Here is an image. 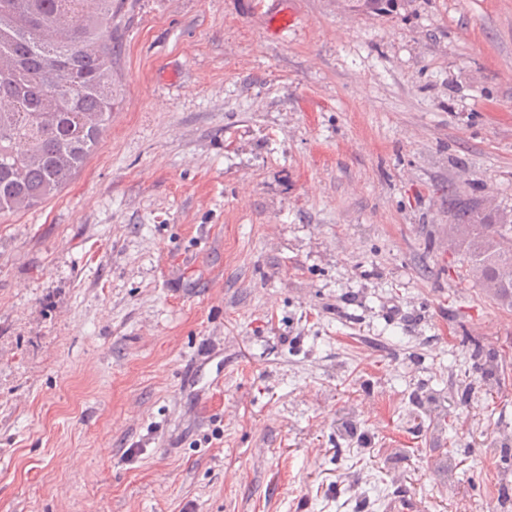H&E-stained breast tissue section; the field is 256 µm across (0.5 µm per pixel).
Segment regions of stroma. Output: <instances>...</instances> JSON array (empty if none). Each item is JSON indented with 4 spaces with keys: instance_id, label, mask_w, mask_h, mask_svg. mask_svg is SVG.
I'll return each mask as SVG.
<instances>
[{
    "instance_id": "obj_1",
    "label": "stroma",
    "mask_w": 512,
    "mask_h": 512,
    "mask_svg": "<svg viewBox=\"0 0 512 512\" xmlns=\"http://www.w3.org/2000/svg\"><path fill=\"white\" fill-rule=\"evenodd\" d=\"M112 46L0 217V512H503L512 309L448 196L512 212V0H112Z\"/></svg>"
}]
</instances>
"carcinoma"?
Wrapping results in <instances>:
<instances>
[{
    "label": "carcinoma",
    "mask_w": 512,
    "mask_h": 512,
    "mask_svg": "<svg viewBox=\"0 0 512 512\" xmlns=\"http://www.w3.org/2000/svg\"><path fill=\"white\" fill-rule=\"evenodd\" d=\"M112 0H0V215L59 192L112 115ZM476 282L512 266V220L448 196Z\"/></svg>",
    "instance_id": "1"
}]
</instances>
